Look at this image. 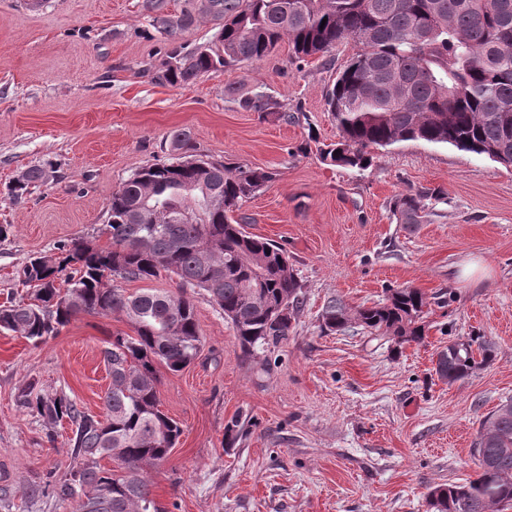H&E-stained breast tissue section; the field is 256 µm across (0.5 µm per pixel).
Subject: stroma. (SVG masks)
Segmentation results:
<instances>
[{
    "instance_id": "obj_1",
    "label": "stroma",
    "mask_w": 512,
    "mask_h": 512,
    "mask_svg": "<svg viewBox=\"0 0 512 512\" xmlns=\"http://www.w3.org/2000/svg\"><path fill=\"white\" fill-rule=\"evenodd\" d=\"M141 0H0V305L28 292V258L74 238L106 244L100 230L115 189L165 159L170 131L184 128L196 153L274 173L241 212L250 234L288 252L304 304L275 364L245 360L234 330L190 290L204 346L180 372L159 371L162 411L182 434L151 470L162 512H427L436 483L472 476L473 442L488 414L512 399V167L450 145L404 141L376 149L365 170L332 167L309 135L338 138L324 96L359 43L292 58L280 44L266 59L208 73L186 87L154 83L166 44ZM256 87L300 121L259 120L229 100L227 86ZM51 163L45 185L14 197L12 181ZM440 189L419 224L394 216V196ZM410 286L430 298L423 343L391 353L363 333H324L330 297L372 305ZM115 316L82 314L32 345L0 331V512H74L75 502L35 493L68 462L72 425H49L22 408L37 380L103 416L110 383L101 352L128 332ZM480 334L493 361L447 384L435 373L449 339ZM242 415L249 433L224 445ZM55 432L48 442L47 432Z\"/></svg>"
}]
</instances>
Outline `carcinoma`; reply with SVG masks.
<instances>
[{
    "mask_svg": "<svg viewBox=\"0 0 512 512\" xmlns=\"http://www.w3.org/2000/svg\"><path fill=\"white\" fill-rule=\"evenodd\" d=\"M141 11L168 44L153 70L155 82L194 83L207 73L267 58L288 42L298 60L322 56L345 40L363 48L338 73L326 105L338 141L320 150L322 163L366 169L369 148L401 141L450 144L512 166V0H184L177 12L167 0H142ZM212 24L210 41L190 47L182 35ZM245 112L294 122L269 93L229 88ZM166 161L141 168L112 192L104 234L109 244L75 238L60 256L36 255L22 269L35 287L30 301L0 308V330L38 344L84 314L117 315L131 333H117L102 350L111 384L103 398L105 419L65 393L46 394L31 382L18 403L38 417L69 420V464L53 492L78 500L85 512H160L146 468L167 462L181 435L161 409L157 367L179 372L203 344L195 305L182 293L143 288L127 294L116 285L171 273L204 291L235 332L243 354L268 355L292 332L303 306L302 286L282 246L248 234L243 202L273 180L263 168L232 166L195 153L191 132L165 140ZM49 164L28 168L11 192L23 195L46 182ZM424 196L399 194L393 211L402 224L421 223ZM66 277H61L63 271ZM427 296L418 288L387 290L369 307L349 308L328 299L320 328L361 330L398 350L426 335ZM494 358L484 336L455 340L437 355L435 373L452 385ZM126 373L143 377L125 386ZM248 434L239 415L224 425L225 444ZM475 477L430 487V512H503L512 508V401L482 424L473 443ZM109 459L116 468H105Z\"/></svg>",
    "mask_w": 512,
    "mask_h": 512,
    "instance_id": "obj_1",
    "label": "carcinoma"
}]
</instances>
